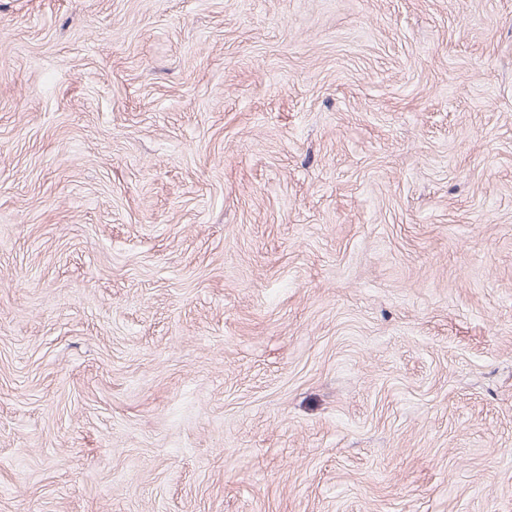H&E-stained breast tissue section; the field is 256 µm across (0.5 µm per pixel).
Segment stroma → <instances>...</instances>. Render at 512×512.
Instances as JSON below:
<instances>
[{"label": "stroma", "mask_w": 512, "mask_h": 512, "mask_svg": "<svg viewBox=\"0 0 512 512\" xmlns=\"http://www.w3.org/2000/svg\"><path fill=\"white\" fill-rule=\"evenodd\" d=\"M0 512H512V0H0Z\"/></svg>", "instance_id": "stroma-1"}]
</instances>
